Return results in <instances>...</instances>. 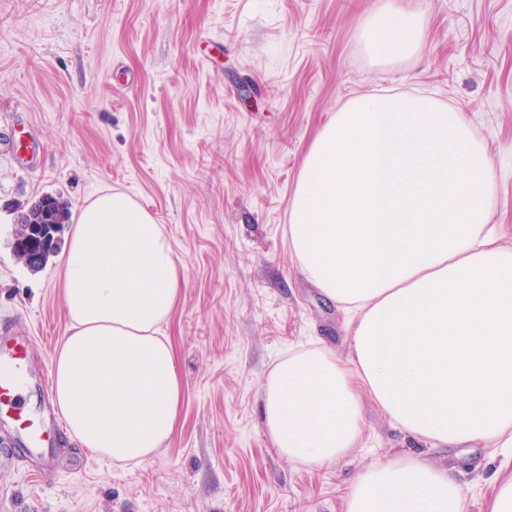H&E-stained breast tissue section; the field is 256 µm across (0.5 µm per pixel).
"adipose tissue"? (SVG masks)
Returning a JSON list of instances; mask_svg holds the SVG:
<instances>
[{
	"label": "adipose tissue",
	"mask_w": 512,
	"mask_h": 512,
	"mask_svg": "<svg viewBox=\"0 0 512 512\" xmlns=\"http://www.w3.org/2000/svg\"><path fill=\"white\" fill-rule=\"evenodd\" d=\"M424 18L390 6L360 20L365 47L414 53ZM496 174L463 113L406 94L354 98L305 155L288 246L349 323L348 353L288 351L263 383L277 453L328 467L359 441L371 398L434 448L512 460V247L489 223ZM69 319L55 398L84 448L145 462L171 438L183 380L162 331L182 270L162 225L125 194L79 211L60 258ZM345 512H465L452 470L401 455L360 470Z\"/></svg>",
	"instance_id": "obj_1"
}]
</instances>
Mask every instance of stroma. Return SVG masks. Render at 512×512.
<instances>
[{"instance_id":"stroma-1","label":"stroma","mask_w":512,"mask_h":512,"mask_svg":"<svg viewBox=\"0 0 512 512\" xmlns=\"http://www.w3.org/2000/svg\"><path fill=\"white\" fill-rule=\"evenodd\" d=\"M416 52L371 57L359 20L378 0H0V332L28 327L35 363L64 336L57 260L31 271L12 248L17 206L45 194L72 211L122 192L163 225L184 270L171 336L179 423L151 460L116 463L53 434L42 484L5 456L0 512H344L356 471L414 451L454 468L465 512H484L492 450L430 448L363 400L362 436L330 468L272 448L262 385L273 361L320 342L342 356L335 304L300 274L286 237L301 162L352 99L426 90L463 112L497 171L491 223L512 246V0H406Z\"/></svg>"}]
</instances>
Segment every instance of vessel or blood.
Listing matches in <instances>:
<instances>
[{"instance_id":"b4317fda","label":"vessel or blood","mask_w":512,"mask_h":512,"mask_svg":"<svg viewBox=\"0 0 512 512\" xmlns=\"http://www.w3.org/2000/svg\"><path fill=\"white\" fill-rule=\"evenodd\" d=\"M34 342L28 337L13 338L11 343L0 340V407L19 410V395L30 373H37L43 387H50L51 375L47 366L34 365L31 352ZM42 424L30 419H19L17 431L21 445L12 449V457L19 462L35 465L43 482H50L56 461L52 448L46 447Z\"/></svg>"}]
</instances>
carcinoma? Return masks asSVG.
Instances as JSON below:
<instances>
[{
    "instance_id": "cac0c4a2",
    "label": "carcinoma",
    "mask_w": 512,
    "mask_h": 512,
    "mask_svg": "<svg viewBox=\"0 0 512 512\" xmlns=\"http://www.w3.org/2000/svg\"><path fill=\"white\" fill-rule=\"evenodd\" d=\"M71 211L68 201L60 198L58 202H48L37 209L29 205L18 211L15 223L38 224L43 234L40 238L23 240L24 233L15 232L16 244L13 248L24 255V262L33 271H39L47 264L49 257L58 252L59 247L54 243L56 228L70 223Z\"/></svg>"
}]
</instances>
